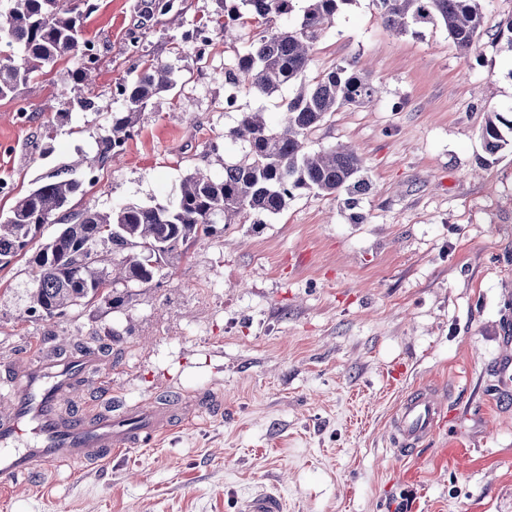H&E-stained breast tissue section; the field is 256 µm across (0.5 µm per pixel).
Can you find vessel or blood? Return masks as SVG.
Segmentation results:
<instances>
[{"label": "vessel or blood", "instance_id": "1", "mask_svg": "<svg viewBox=\"0 0 512 512\" xmlns=\"http://www.w3.org/2000/svg\"><path fill=\"white\" fill-rule=\"evenodd\" d=\"M105 356L89 346L60 352L44 349L37 359L14 358L0 378L8 411L0 415V486L5 487L61 464L79 469L169 434L173 406L166 401L115 407L86 404L62 412L60 400L75 396L89 375L102 373ZM448 421V397L422 387L406 396L390 421L394 454L405 457L434 437ZM240 512H285L277 491L246 497Z\"/></svg>", "mask_w": 512, "mask_h": 512}]
</instances>
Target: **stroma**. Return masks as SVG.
<instances>
[{"instance_id":"35a3bbf8","label":"stroma","mask_w":512,"mask_h":512,"mask_svg":"<svg viewBox=\"0 0 512 512\" xmlns=\"http://www.w3.org/2000/svg\"><path fill=\"white\" fill-rule=\"evenodd\" d=\"M136 2L96 0L82 31L99 55L92 85L60 62L0 98V222L46 175L97 153L123 109L118 87L149 64L172 65L176 89L150 100L76 208L173 203L196 169L220 178L241 159L227 136L240 111L276 125L295 86L257 97L224 82L244 45L214 20L241 0H184L178 25L140 21ZM511 17L512 0H488L464 56L444 26L398 35L373 0H354L317 42L311 74L352 61L382 87L306 140L364 159L367 223L300 191L263 223L240 215L189 240L151 286L114 283L120 305L97 299L53 318L29 310L26 260L1 266L0 361L84 343L111 360L91 382L113 398L215 393L224 410L100 468L20 481L0 512H239L263 490L280 491L286 512H512V383L495 369L512 331V150L489 155L482 139L490 113L512 115V50L497 37ZM201 29L212 36L200 48L190 37ZM85 96L100 111H82ZM422 384L446 391L452 416L399 459L390 418Z\"/></svg>"}]
</instances>
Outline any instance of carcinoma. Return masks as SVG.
<instances>
[{"mask_svg": "<svg viewBox=\"0 0 512 512\" xmlns=\"http://www.w3.org/2000/svg\"><path fill=\"white\" fill-rule=\"evenodd\" d=\"M298 0H242L256 18L286 17ZM300 20L293 28H268L249 36L235 64L224 70V82L260 97H270L286 84H298L293 97L281 103V121L270 128L260 112H241L229 131L243 143L241 161L224 165V177L215 179L203 170L186 177L175 204L128 205L109 212L90 208L75 211L71 203L83 192V182L67 172L48 176L37 187L17 198L6 221L0 223V258L27 257L33 280V309L47 317L65 314L104 294L111 284L98 268L101 253L112 255V270L123 282L150 285L165 263L179 255L189 240L210 235L217 224H229L239 215L261 217L279 214L295 192L347 195L354 224L367 222L356 211L358 197L372 184L359 154L346 146L317 152L306 150L308 133L343 106L373 101L380 87L367 71L352 63L337 65L311 83L305 74L313 61L315 43L336 14L355 0H303ZM387 25L398 34L419 32L442 24L462 55L475 50L482 35L486 0H373ZM96 8L93 0H10L0 11V39L16 45L20 60L0 63V97L14 94L61 60L77 65L73 78L92 81L96 62L81 54L88 41L81 24ZM145 18L181 15L179 0H139ZM244 25V14L233 8L218 24L227 34ZM176 87L174 71L167 64L145 67L129 85L120 87L124 110L112 116L102 138L98 158L75 161L71 168L92 169L96 163L121 154L149 101ZM488 154L512 148V119L493 112L483 131ZM61 224L58 236L37 249L30 245L44 224Z\"/></svg>", "mask_w": 512, "mask_h": 512, "instance_id": "cac0c4a2", "label": "carcinoma"}]
</instances>
